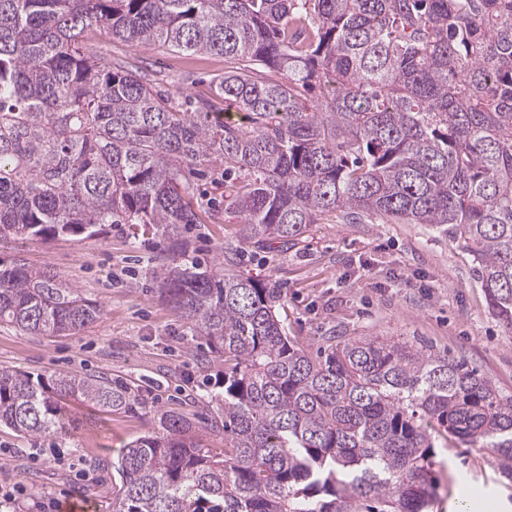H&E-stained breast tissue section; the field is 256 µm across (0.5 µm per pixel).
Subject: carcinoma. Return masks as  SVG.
Instances as JSON below:
<instances>
[{"label":"carcinoma","mask_w":512,"mask_h":512,"mask_svg":"<svg viewBox=\"0 0 512 512\" xmlns=\"http://www.w3.org/2000/svg\"><path fill=\"white\" fill-rule=\"evenodd\" d=\"M237 64L182 112L84 31ZM319 89L317 99L307 93ZM224 164L244 244L292 246L324 214L444 227L512 331V0H0V240L198 222L181 184ZM159 290L224 358V454L187 418L118 455L115 512H428L437 442L486 450L512 481V396L461 360L361 337L293 342L277 288L172 262ZM97 301L0 259V324L76 333ZM135 412L116 378L0 367V424L66 429L69 400Z\"/></svg>","instance_id":"cac0c4a2"}]
</instances>
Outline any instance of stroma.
<instances>
[{"label":"stroma","mask_w":512,"mask_h":512,"mask_svg":"<svg viewBox=\"0 0 512 512\" xmlns=\"http://www.w3.org/2000/svg\"><path fill=\"white\" fill-rule=\"evenodd\" d=\"M88 50L113 65L140 67L149 83L182 110L213 95L212 80L233 67L217 54H185L121 42L95 26L83 34ZM222 166H198L187 194L200 221L182 233L183 258L237 270L280 289L278 309L289 337L309 353L328 338L346 342L379 336L464 360L502 394L512 396V334L490 312L471 258L444 229L373 216L347 224L323 215L304 241L286 248L242 244L241 218L224 210ZM24 259L95 299L97 321L69 336H38L0 324V367L32 374L104 372L140 387L148 404L136 414L69 401L65 435L35 439L0 426V497L20 512H46L78 499L88 512H113L110 489L122 448L153 432L162 412L194 424L204 447L224 451V404L203 377L224 373V361L195 338L161 294L153 273L171 264L166 236L130 225L101 234L49 242L11 239L0 259ZM436 499L431 512H512V482L485 451H436Z\"/></svg>","instance_id":"obj_1"}]
</instances>
